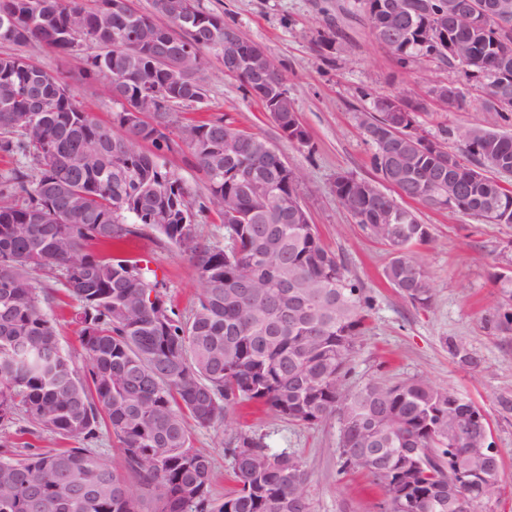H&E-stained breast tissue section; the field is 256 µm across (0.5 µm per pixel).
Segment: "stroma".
Listing matches in <instances>:
<instances>
[{"instance_id": "35a3bbf8", "label": "stroma", "mask_w": 512, "mask_h": 512, "mask_svg": "<svg viewBox=\"0 0 512 512\" xmlns=\"http://www.w3.org/2000/svg\"><path fill=\"white\" fill-rule=\"evenodd\" d=\"M198 4L234 24L278 65L311 140L308 146L299 147L284 139L261 101L248 94L239 79L226 74L213 53L206 54L196 74L206 91L203 101L174 106L170 133H177L190 119L221 117L266 138L289 166L303 174L302 200L322 241L372 297L367 331L350 363L348 388L358 389L372 379L393 384L422 378L473 401L490 422L501 461L500 491L481 504L480 512H512V416L500 414L497 407L498 397L512 392V333L496 334L485 325L498 302L491 276L512 267V224L485 223L456 211L417 205L418 217L431 235L417 251L434 288L430 307L422 309L387 282L388 247L368 236L332 191L340 174L378 178L371 164L372 146L357 120L358 113L371 110L377 97L396 95L422 102L427 111L419 119L420 133L443 141L451 152L458 151L459 142L443 138V129L491 122L494 113L481 111L473 90L459 110L449 112L437 106L430 88L449 82L465 85L463 73L428 63L401 67L371 35L354 0H198ZM328 37L333 46H325ZM94 52L86 43L67 54L37 42L25 46L0 43V55L29 57L63 77L81 105L108 123L118 106L106 90L107 81L86 77L84 72ZM121 249L123 255L147 262L172 308L180 315L190 314L200 284L188 257L143 226L125 238ZM34 284L60 345L79 354L78 326L73 320L78 302L67 296L53 274L35 273ZM451 336L462 339L481 358L479 370L462 367L449 356L445 340ZM340 427L334 415L316 425H299L255 403L231 409L226 421L208 427L188 425L193 447L211 460L214 499H223L234 490L228 450L239 436L249 435L262 438L271 451L302 459L309 475L312 512H382L384 490L365 475L341 470ZM65 445V440L34 426L21 413L11 423L0 425L2 458Z\"/></svg>"}]
</instances>
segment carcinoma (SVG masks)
Listing matches in <instances>:
<instances>
[{"label":"carcinoma","mask_w":512,"mask_h":512,"mask_svg":"<svg viewBox=\"0 0 512 512\" xmlns=\"http://www.w3.org/2000/svg\"><path fill=\"white\" fill-rule=\"evenodd\" d=\"M107 0L86 8L83 0H0V26L17 46L35 40L60 53L81 40L99 52L86 60V76L110 78L109 91L124 101L139 86L119 82L125 70L153 67L151 83L164 85V66L141 47L125 46L132 20L102 14ZM169 11L138 16L146 36L168 49H210L209 34L177 30L181 0ZM450 0H357L375 38L399 23L406 37L389 46L399 63L423 61L457 68L443 51L460 38L475 51L464 73L475 87L504 82L512 91V29L493 22L459 29ZM83 30L67 32L68 18ZM26 57H0V86L10 87L18 107L46 102L27 122L0 112V153L34 164L0 176V422L22 413L34 425L78 443L49 453L0 459V512H142L131 481L154 503L152 512H311L303 461L271 454L251 436L229 449L237 488L220 503L210 499V458L191 445L185 418L202 427L228 417L242 401L261 403L299 424L335 414L347 422L351 458L342 468L361 471L384 487L385 512H457L459 497L473 509L500 482L489 468L481 436L469 419L482 416L470 400L423 379L395 384L373 380L357 391L344 388L349 362L367 329L370 296L344 262L321 240L316 227L291 218L303 174L282 166L278 149L263 137L222 117L182 126L181 139L204 174L207 195L196 203L160 162L171 150L168 109L198 102L204 88L189 76L164 99L159 112L134 124L124 112L100 123L75 92L59 93L64 80L42 67L23 74ZM416 119L419 103L398 97L376 100L364 124L371 134L372 165L383 171L400 155L418 181L400 196L430 208L448 185L428 175L443 158H458L474 177L454 209L474 217L491 206L512 208V136L476 125L457 134L460 153L438 146H408L392 128L393 107ZM276 124L296 128L294 144L309 134L286 103ZM501 165L486 167L489 160ZM333 192L368 234L387 245L388 283L414 305L430 306L434 289L413 246L429 240L417 213L364 179L342 175ZM224 217L226 246H207L196 217L211 209ZM152 227L193 260L201 285L188 319L176 318L139 261L101 255L91 242L118 243ZM61 272L79 303L75 320L83 364L59 345L39 305L32 273ZM500 302L487 327L512 331V277L492 275ZM448 354L476 370L481 359L446 339ZM106 428L120 444L124 471L113 468L90 445Z\"/></svg>","instance_id":"cac0c4a2"}]
</instances>
